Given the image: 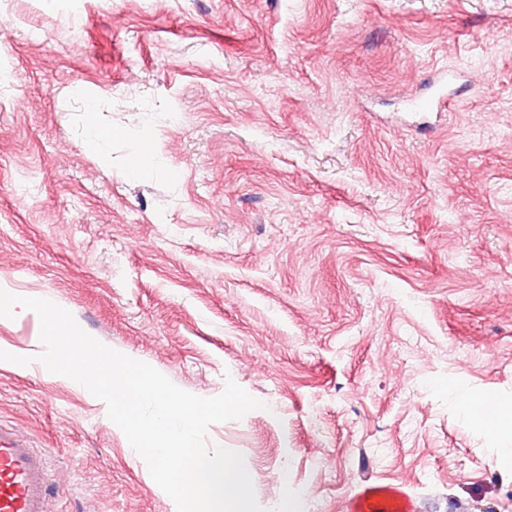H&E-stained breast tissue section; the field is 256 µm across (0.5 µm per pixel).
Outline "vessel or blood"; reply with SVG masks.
<instances>
[{
    "mask_svg": "<svg viewBox=\"0 0 512 512\" xmlns=\"http://www.w3.org/2000/svg\"><path fill=\"white\" fill-rule=\"evenodd\" d=\"M47 453L17 429L0 423V512H50ZM409 487L368 482L354 491L347 512H417Z\"/></svg>",
    "mask_w": 512,
    "mask_h": 512,
    "instance_id": "b4317fda",
    "label": "vessel or blood"
}]
</instances>
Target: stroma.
Wrapping results in <instances>:
<instances>
[{
	"label": "stroma",
	"mask_w": 512,
	"mask_h": 512,
	"mask_svg": "<svg viewBox=\"0 0 512 512\" xmlns=\"http://www.w3.org/2000/svg\"><path fill=\"white\" fill-rule=\"evenodd\" d=\"M2 66L0 288L259 400L206 444L264 512L378 480L512 512V0H0ZM442 68L447 110L411 111ZM39 333L0 318L32 359L0 361V422L50 449L52 512H177Z\"/></svg>",
	"instance_id": "stroma-1"
}]
</instances>
